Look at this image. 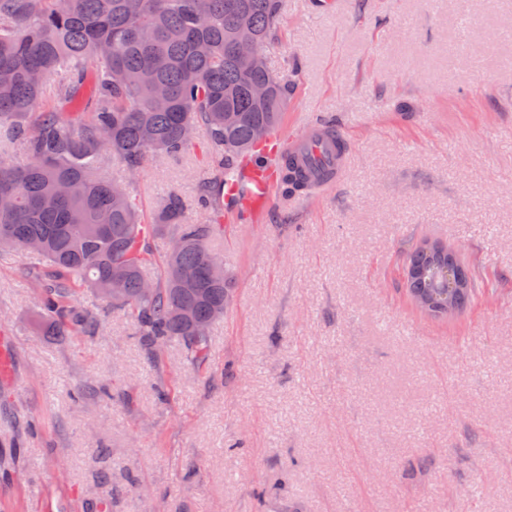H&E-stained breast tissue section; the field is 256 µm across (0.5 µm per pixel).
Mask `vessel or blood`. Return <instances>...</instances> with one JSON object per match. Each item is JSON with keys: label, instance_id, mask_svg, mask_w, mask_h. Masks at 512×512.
I'll list each match as a JSON object with an SVG mask.
<instances>
[{"label": "vessel or blood", "instance_id": "vessel-or-blood-1", "mask_svg": "<svg viewBox=\"0 0 512 512\" xmlns=\"http://www.w3.org/2000/svg\"><path fill=\"white\" fill-rule=\"evenodd\" d=\"M352 147L350 131L346 125L333 128L332 138L319 135L316 121H306L292 136L274 134L256 148V162L229 168L224 173V194L239 200L237 214L240 223L253 224L266 212L279 184L285 159L296 158L305 168L304 186L292 201L304 204L320 197L343 177L349 165Z\"/></svg>", "mask_w": 512, "mask_h": 512}]
</instances>
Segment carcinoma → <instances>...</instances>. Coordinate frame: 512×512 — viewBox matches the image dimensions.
<instances>
[{"mask_svg": "<svg viewBox=\"0 0 512 512\" xmlns=\"http://www.w3.org/2000/svg\"><path fill=\"white\" fill-rule=\"evenodd\" d=\"M281 0H0V247L46 262L38 313L43 333H93L97 321L69 306L70 285L124 311L153 348L178 343L206 367L209 328L235 297V275L211 248L222 224L183 223L176 194L144 222L130 183L100 176L106 159L134 174L150 156L176 157L203 134L221 172L199 180L197 205L224 209V172L278 126L288 88L268 66ZM253 39L261 63L235 54ZM75 105L87 77L94 120L73 109L35 111L46 80ZM270 88L265 99L253 87ZM27 155L15 166L11 158ZM169 251L147 277L149 238ZM224 266L216 281L211 267ZM406 283L432 317L459 312L474 296L456 252L423 243L407 258Z\"/></svg>", "mask_w": 512, "mask_h": 512, "instance_id": "cac0c4a2", "label": "carcinoma"}]
</instances>
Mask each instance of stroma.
<instances>
[{"label":"stroma","instance_id":"1","mask_svg":"<svg viewBox=\"0 0 512 512\" xmlns=\"http://www.w3.org/2000/svg\"><path fill=\"white\" fill-rule=\"evenodd\" d=\"M279 132L353 130L342 181L255 224L224 206L233 305L205 371L151 354L88 291L92 336L41 335L39 258L0 248V512H512V0H281ZM204 139L132 182L193 206ZM458 251L479 290L443 319L404 258Z\"/></svg>","mask_w":512,"mask_h":512}]
</instances>
